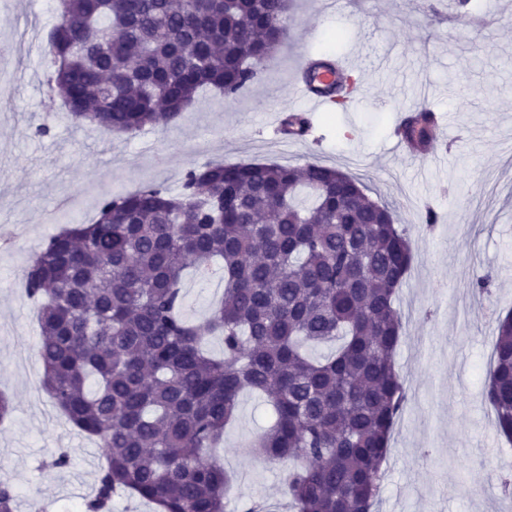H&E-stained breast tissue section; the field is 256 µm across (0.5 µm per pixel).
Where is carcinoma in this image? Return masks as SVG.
<instances>
[{"label":"carcinoma","mask_w":512,"mask_h":512,"mask_svg":"<svg viewBox=\"0 0 512 512\" xmlns=\"http://www.w3.org/2000/svg\"><path fill=\"white\" fill-rule=\"evenodd\" d=\"M289 0H58L44 54L68 116L105 133L176 123L199 91L234 98L287 36ZM419 108L398 131L430 138ZM304 113L285 131L305 135ZM385 204L321 163L205 162L175 191L107 194L88 221L35 247L24 273L39 303L42 387L101 443L89 512L124 492L157 512H226L231 478L211 451L245 391L273 422L258 458L288 465L294 512H375L390 438L408 394L395 308L412 248ZM222 263L210 316L182 314L186 271ZM223 339L214 356L204 343ZM334 343L313 359L303 344ZM483 395L512 442V312L497 320ZM0 483V512H16Z\"/></svg>","instance_id":"1"}]
</instances>
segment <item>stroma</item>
<instances>
[{
	"mask_svg": "<svg viewBox=\"0 0 512 512\" xmlns=\"http://www.w3.org/2000/svg\"><path fill=\"white\" fill-rule=\"evenodd\" d=\"M441 0H291L288 37L258 83L235 99L204 91L167 128L108 134L52 107L46 84L47 35L54 0H0V392L14 405L0 422V483L11 484L18 512L43 503L64 512L93 496L102 462L98 441L78 434L41 385L37 304L23 269L37 244L57 231L47 216L58 199L87 219L98 195L146 184L178 188L205 161L302 167L319 162L361 179L406 228L413 262L396 306L403 333L396 362L418 397L399 417L385 465L378 512H512L498 491L512 472V445L500 437L482 393L491 368L495 318L512 310V0H481L485 23L447 19ZM357 57L362 90L347 110L315 112L304 142H276L272 106L288 105L301 55ZM423 83L425 105L448 123L429 156L397 146L407 111L393 101ZM433 209L436 224L421 217ZM492 272L491 295L474 292L476 274ZM220 272L187 276L183 312L207 317L221 297ZM270 414L254 395L241 398L238 420L218 454L234 477L229 512L281 498L284 467L256 458L253 433ZM69 465L51 468L55 449ZM429 457H422V449Z\"/></svg>",
	"mask_w": 512,
	"mask_h": 512,
	"instance_id": "1",
	"label": "stroma"
}]
</instances>
